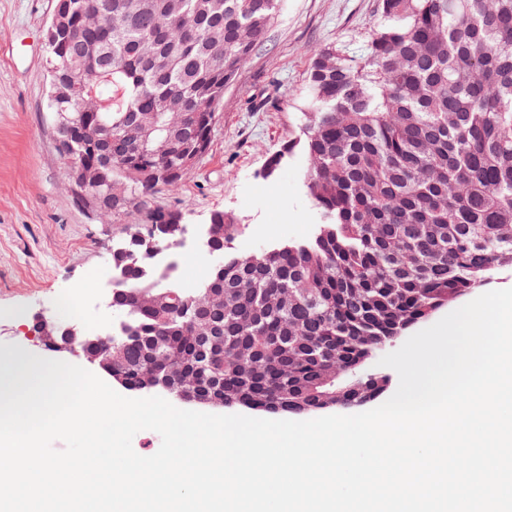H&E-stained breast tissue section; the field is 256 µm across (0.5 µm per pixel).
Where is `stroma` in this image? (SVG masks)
<instances>
[{
	"mask_svg": "<svg viewBox=\"0 0 512 512\" xmlns=\"http://www.w3.org/2000/svg\"><path fill=\"white\" fill-rule=\"evenodd\" d=\"M55 6L0 0V364L11 349L42 352L32 333L37 312L75 321L64 296L93 292L92 275L107 270L138 218L88 212L66 177L47 110L45 38ZM378 7V0H282L266 41L224 92L208 152L151 205L183 210L190 225L207 223L214 210L231 212L234 254L312 239L319 216L305 188L306 158L295 154L272 179L261 174L267 156L299 130L313 51L334 43L361 56ZM260 182L267 185L261 197Z\"/></svg>",
	"mask_w": 512,
	"mask_h": 512,
	"instance_id": "1",
	"label": "stroma"
}]
</instances>
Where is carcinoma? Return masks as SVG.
Returning <instances> with one entry per match:
<instances>
[{"label": "carcinoma", "instance_id": "1", "mask_svg": "<svg viewBox=\"0 0 512 512\" xmlns=\"http://www.w3.org/2000/svg\"><path fill=\"white\" fill-rule=\"evenodd\" d=\"M98 10L101 26L58 39L82 64L50 77L48 109L74 119L72 86L95 77L103 105L80 137L112 125L108 178L138 199L142 238L112 261L133 270L125 311L137 329L112 346L114 372L130 391L156 348L184 359V387L210 381L231 407L300 415L312 411L336 369L363 368L382 339L403 334L452 297L512 265V0H381L365 53L330 43L313 55L297 136L266 161L275 177L296 153L319 215L315 237L252 255H229L207 282L226 302L201 315L205 287L187 293L142 263L174 242L157 224L186 223L155 209L150 191L180 182L208 149L240 65L267 38L282 0H74ZM187 129L155 152L126 142L170 113ZM226 243L235 217L209 216ZM169 285L172 307L143 308L137 296ZM387 390L364 376L361 396Z\"/></svg>", "mask_w": 512, "mask_h": 512}]
</instances>
